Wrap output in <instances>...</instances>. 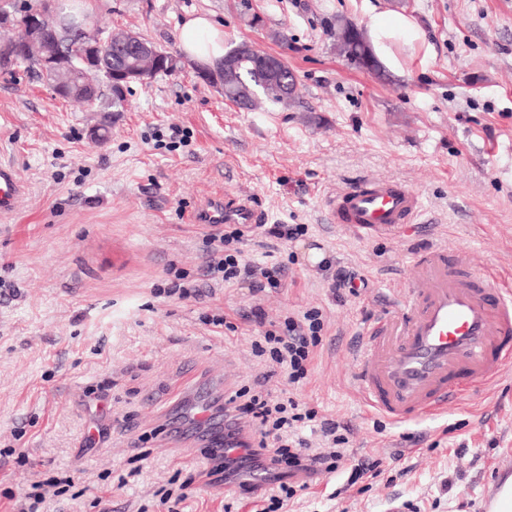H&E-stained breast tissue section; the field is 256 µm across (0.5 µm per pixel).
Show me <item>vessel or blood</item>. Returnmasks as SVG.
<instances>
[{
	"instance_id": "1",
	"label": "vessel or blood",
	"mask_w": 512,
	"mask_h": 512,
	"mask_svg": "<svg viewBox=\"0 0 512 512\" xmlns=\"http://www.w3.org/2000/svg\"><path fill=\"white\" fill-rule=\"evenodd\" d=\"M22 191L13 169L0 165V215L14 210ZM418 206L406 187L366 182L336 195L327 210L331 222L371 238L402 233ZM257 218L251 200L225 197V223L248 228ZM411 266L412 294L366 328L356 374L370 410L398 423L443 412L467 388L489 383L512 365L511 288L494 286L483 272L438 249L415 252ZM175 433L204 440L226 460L249 445L246 433L218 422L206 403L178 420Z\"/></svg>"
}]
</instances>
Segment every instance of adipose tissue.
Instances as JSON below:
<instances>
[{
	"mask_svg": "<svg viewBox=\"0 0 512 512\" xmlns=\"http://www.w3.org/2000/svg\"><path fill=\"white\" fill-rule=\"evenodd\" d=\"M178 41L183 56L190 62L214 70L222 67L227 53L224 30L207 15L188 16L180 27Z\"/></svg>",
	"mask_w": 512,
	"mask_h": 512,
	"instance_id": "ef3b65f1",
	"label": "adipose tissue"
}]
</instances>
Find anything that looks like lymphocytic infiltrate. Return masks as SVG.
<instances>
[{
	"label": "lymphocytic infiltrate",
	"mask_w": 512,
	"mask_h": 512,
	"mask_svg": "<svg viewBox=\"0 0 512 512\" xmlns=\"http://www.w3.org/2000/svg\"><path fill=\"white\" fill-rule=\"evenodd\" d=\"M244 240L245 232L236 224L211 229L205 235L208 277L227 285L249 281L251 292L255 295L269 288L280 287L281 267L252 265L242 261L241 246ZM245 318L261 327L260 339L255 345L256 355L270 356L279 364L288 386L298 385L305 379L310 356L322 342L325 329L322 311L312 308L302 316H289L283 322L268 324L264 321L261 307L255 306L246 313ZM242 409L249 412L256 422L257 445L234 461L213 464L212 469L229 476L256 462L259 457H266L275 470L273 479L278 482L280 490L279 495L271 497L267 512H280L285 500L295 494L293 485L284 484V474L295 471L333 473L345 456L343 447L348 444L349 438L343 433L341 424L318 419L315 410L301 408L292 396L283 393L273 398L254 394ZM310 425L319 427L325 437L332 439L335 445L333 452H315L308 448L300 431Z\"/></svg>",
	"instance_id": "obj_1"
}]
</instances>
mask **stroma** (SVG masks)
Returning a JSON list of instances; mask_svg holds the SVG:
<instances>
[{"instance_id": "1", "label": "stroma", "mask_w": 512, "mask_h": 512, "mask_svg": "<svg viewBox=\"0 0 512 512\" xmlns=\"http://www.w3.org/2000/svg\"><path fill=\"white\" fill-rule=\"evenodd\" d=\"M104 29L127 27L177 55L134 86L120 121L54 96L43 79L0 73V163L23 186L0 216V512L34 483L43 512H157L158 493L191 481L174 512H260L269 481L208 475L205 446L173 443L169 399L197 373L199 399L245 432L229 395L279 393L285 381L243 315L280 322L311 308L324 338L295 397L349 427L336 473L289 476L283 512H488L512 475V366L446 412L394 424L354 385L359 333L389 296L415 286L413 252L438 247L512 285V0H86ZM208 14L228 45L283 57L299 83L285 107L243 111L179 58L188 15ZM405 15L421 32L376 48L379 73L340 55L332 30ZM108 122L105 138L90 132ZM178 125L183 140L167 136ZM412 189L420 208L400 236L358 237L329 223L328 199L358 182ZM252 198L267 224H303L292 240L248 236L244 258L271 254L279 288L214 286L197 216L224 195ZM368 282L333 292L312 252ZM198 295L173 293L179 280ZM225 315L236 331L207 325ZM378 477L348 486L359 460ZM126 485H119V478Z\"/></svg>"}]
</instances>
